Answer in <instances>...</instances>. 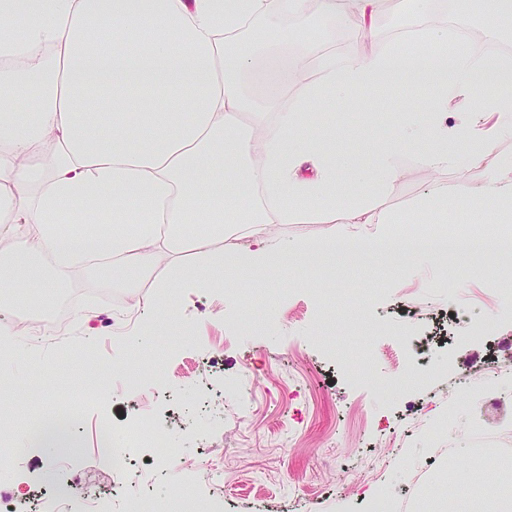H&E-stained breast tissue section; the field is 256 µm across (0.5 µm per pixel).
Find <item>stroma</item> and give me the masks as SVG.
I'll list each match as a JSON object with an SVG mask.
<instances>
[{
    "label": "stroma",
    "mask_w": 512,
    "mask_h": 512,
    "mask_svg": "<svg viewBox=\"0 0 512 512\" xmlns=\"http://www.w3.org/2000/svg\"><path fill=\"white\" fill-rule=\"evenodd\" d=\"M437 18L405 11L401 0H383L371 37L327 22L316 27L308 17H286L281 28L294 31L289 58L311 59L326 51L352 54L365 41L386 47L405 28L437 25ZM425 89L394 83L385 95L358 92L330 96L315 117L336 121V137L323 147L336 161L339 194L375 195L368 179L377 156L375 142L399 132L406 106L425 108ZM405 171L398 190L382 198L388 215L400 224L493 223L491 207L434 214L420 205L423 197L465 192L479 183L483 169L435 173L403 155ZM512 256H487L463 271L456 259L419 254L402 261L362 254L327 267L314 261L293 264L291 273L257 285L234 282L229 289L182 294L178 318L150 312L149 334L115 332L114 308L127 304L130 289L117 288L104 299L102 280L89 269L73 271L69 287L84 301L97 304L98 316L73 324L70 341H84L96 351L97 365L124 364L130 347L140 349L139 367L163 361L168 373L165 397L154 398L155 380L137 392L112 380L94 394L80 423L81 448L55 468L53 449L25 448L13 441L0 451V497L47 499L71 494L88 475L108 481L112 458L101 442L100 425H131L144 400L153 399L157 424L178 439L187 466L172 465L155 477L153 494L174 497L190 492V470L209 458L208 448L224 431L221 414L237 409L240 392H251L248 420L239 447L224 451V512H308L317 496L318 512H364L375 494L367 476L373 450L393 443L403 461L385 476L393 512H461L468 503L480 512H504L499 483L512 457V441L502 442L489 427L512 425V376L498 379L510 393L496 420H488L480 402L481 386L453 389L456 376L489 360L506 337H512V301H499L491 286ZM456 279L441 290L433 282ZM379 290L376 307L360 309L362 295ZM499 318L496 331L459 337L465 322L487 313ZM14 350L6 371L15 375L0 390V405L26 408L61 397L87 371L73 348L32 343L27 336L10 339ZM408 363L410 381L400 396L382 401L379 386L394 371V358ZM467 474L472 490L456 494L451 480Z\"/></svg>",
    "instance_id": "stroma-1"
}]
</instances>
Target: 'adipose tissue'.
<instances>
[{
  "label": "adipose tissue",
  "instance_id": "adipose-tissue-1",
  "mask_svg": "<svg viewBox=\"0 0 512 512\" xmlns=\"http://www.w3.org/2000/svg\"><path fill=\"white\" fill-rule=\"evenodd\" d=\"M380 0H0V296L61 288L72 270L94 268L116 288L133 289L138 309H154L156 289L197 292L252 278L275 261L314 251L272 234L282 224H384L371 196L336 193V163L321 143L336 124L320 119L299 133L313 108L335 92H388L400 71L432 88L423 110L406 112L401 133L378 147L373 179L382 195L399 186L401 154L426 168L483 166L487 145L512 139V62L475 58L428 30L434 61L373 48L281 71L304 95L283 107L250 100L243 77L255 59L230 43L245 28L257 44L285 42L276 21L306 13L366 32ZM111 33L101 47L98 36ZM498 79V92L486 93ZM98 84L112 110L90 112L78 91ZM39 91L36 108L28 96ZM479 101L494 116L473 124L453 103ZM466 151H457L458 143ZM485 168L462 204L512 203V162ZM259 188L261 199L236 192Z\"/></svg>",
  "mask_w": 512,
  "mask_h": 512
}]
</instances>
